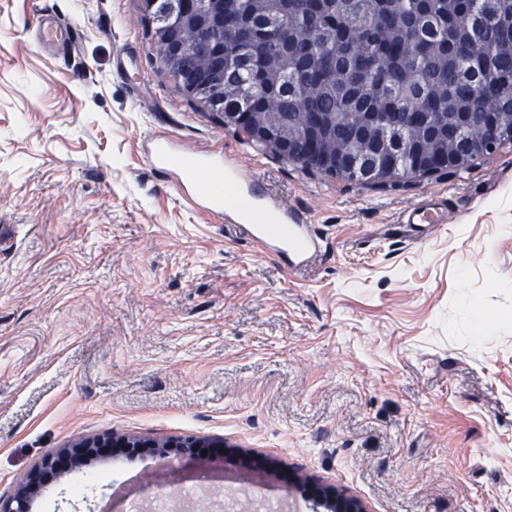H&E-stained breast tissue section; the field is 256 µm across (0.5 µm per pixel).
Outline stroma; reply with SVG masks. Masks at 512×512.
<instances>
[{
    "mask_svg": "<svg viewBox=\"0 0 512 512\" xmlns=\"http://www.w3.org/2000/svg\"><path fill=\"white\" fill-rule=\"evenodd\" d=\"M75 29L46 55L40 12ZM142 0H0V498L62 459L32 512H512V143L397 187L242 140L166 74ZM230 156L304 216L307 265L180 195L154 140ZM448 202L408 240L401 212ZM191 437L207 453L159 458ZM319 502L326 504L328 511L332 512H365L358 499L347 497L344 494L330 493L328 497L320 499Z\"/></svg>",
    "mask_w": 512,
    "mask_h": 512,
    "instance_id": "obj_1",
    "label": "stroma"
}]
</instances>
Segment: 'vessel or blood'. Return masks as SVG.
<instances>
[{"instance_id":"1","label":"vessel or blood","mask_w":512,"mask_h":512,"mask_svg":"<svg viewBox=\"0 0 512 512\" xmlns=\"http://www.w3.org/2000/svg\"><path fill=\"white\" fill-rule=\"evenodd\" d=\"M63 36L60 26L48 16H41L38 27V42L47 51L53 50ZM149 160L158 168L179 164L184 175L182 190L185 198L206 210H224L225 219L232 224L245 225L250 239L260 244L267 252L285 255L303 264L313 258L318 246L308 225L301 219H280L272 223L270 216L276 209L275 202L262 194L253 192L248 207L225 208L222 194L213 190L214 185L238 179L233 160L220 161L207 155L174 158L163 144H156ZM448 209L447 202L428 201L407 209L400 217V225L411 239H418L420 233L443 223Z\"/></svg>"}]
</instances>
